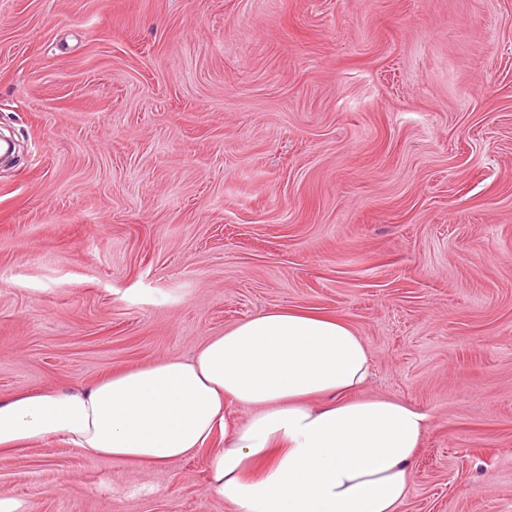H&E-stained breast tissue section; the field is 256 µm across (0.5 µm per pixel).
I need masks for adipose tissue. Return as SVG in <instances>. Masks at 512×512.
Masks as SVG:
<instances>
[{"mask_svg": "<svg viewBox=\"0 0 512 512\" xmlns=\"http://www.w3.org/2000/svg\"><path fill=\"white\" fill-rule=\"evenodd\" d=\"M371 372L342 317L273 309L186 358L0 399V451L60 438L89 457L161 466L204 448L232 403L249 414L210 456V495L239 512H398L430 418L360 397Z\"/></svg>", "mask_w": 512, "mask_h": 512, "instance_id": "1", "label": "adipose tissue"}]
</instances>
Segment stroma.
Here are the masks:
<instances>
[{"instance_id": "obj_1", "label": "stroma", "mask_w": 512, "mask_h": 512, "mask_svg": "<svg viewBox=\"0 0 512 512\" xmlns=\"http://www.w3.org/2000/svg\"><path fill=\"white\" fill-rule=\"evenodd\" d=\"M0 397L275 308L429 414L398 512H512V0H0ZM164 467L0 452L32 512H237Z\"/></svg>"}]
</instances>
